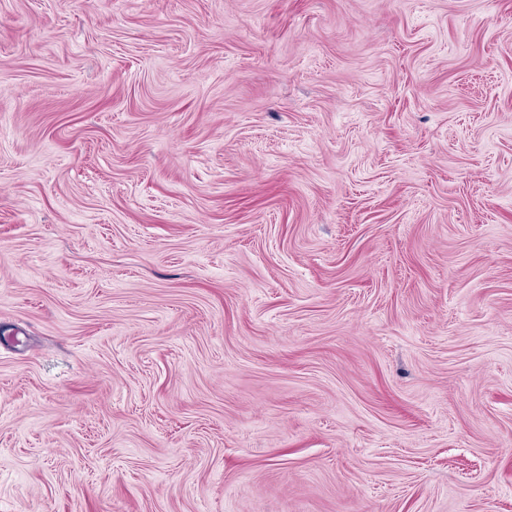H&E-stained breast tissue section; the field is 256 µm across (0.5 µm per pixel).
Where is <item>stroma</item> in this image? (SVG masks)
<instances>
[{"mask_svg": "<svg viewBox=\"0 0 512 512\" xmlns=\"http://www.w3.org/2000/svg\"><path fill=\"white\" fill-rule=\"evenodd\" d=\"M0 512H512V0H0Z\"/></svg>", "mask_w": 512, "mask_h": 512, "instance_id": "obj_1", "label": "stroma"}]
</instances>
